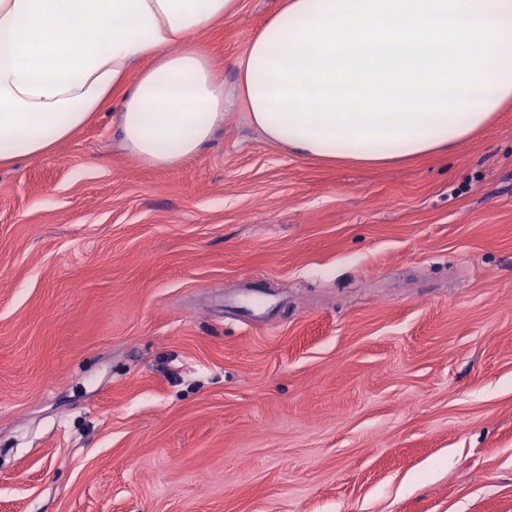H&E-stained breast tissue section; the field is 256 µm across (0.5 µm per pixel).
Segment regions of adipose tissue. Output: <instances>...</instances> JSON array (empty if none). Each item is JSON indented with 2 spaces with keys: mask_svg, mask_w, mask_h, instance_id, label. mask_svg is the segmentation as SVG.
I'll list each match as a JSON object with an SVG mask.
<instances>
[{
  "mask_svg": "<svg viewBox=\"0 0 512 512\" xmlns=\"http://www.w3.org/2000/svg\"><path fill=\"white\" fill-rule=\"evenodd\" d=\"M240 5L0 0V164L116 93L123 149L155 167L195 156L232 107L288 151L381 167L446 154L512 103V0H279L228 82L196 36Z\"/></svg>",
  "mask_w": 512,
  "mask_h": 512,
  "instance_id": "1",
  "label": "adipose tissue"
}]
</instances>
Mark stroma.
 Instances as JSON below:
<instances>
[{
	"mask_svg": "<svg viewBox=\"0 0 512 512\" xmlns=\"http://www.w3.org/2000/svg\"><path fill=\"white\" fill-rule=\"evenodd\" d=\"M118 110L0 166V512H512V104L382 168Z\"/></svg>",
	"mask_w": 512,
	"mask_h": 512,
	"instance_id": "35a3bbf8",
	"label": "stroma"
}]
</instances>
